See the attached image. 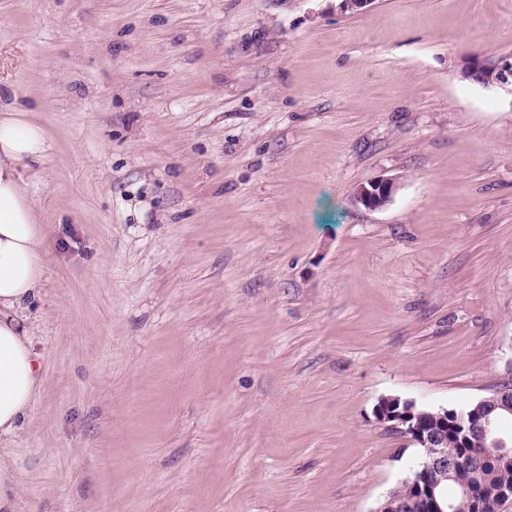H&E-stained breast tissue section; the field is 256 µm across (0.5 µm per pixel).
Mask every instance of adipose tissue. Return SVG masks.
<instances>
[{
    "instance_id": "1",
    "label": "adipose tissue",
    "mask_w": 512,
    "mask_h": 512,
    "mask_svg": "<svg viewBox=\"0 0 512 512\" xmlns=\"http://www.w3.org/2000/svg\"><path fill=\"white\" fill-rule=\"evenodd\" d=\"M43 127L21 112L0 114V436L19 430L42 383L41 365L21 318L43 279L51 230L22 187L15 161L45 151Z\"/></svg>"
}]
</instances>
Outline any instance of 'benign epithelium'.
<instances>
[{"instance_id": "1", "label": "benign epithelium", "mask_w": 512, "mask_h": 512, "mask_svg": "<svg viewBox=\"0 0 512 512\" xmlns=\"http://www.w3.org/2000/svg\"><path fill=\"white\" fill-rule=\"evenodd\" d=\"M467 76L487 88L512 95V53L501 56L492 65L473 63ZM394 193L393 180L381 178L360 186L355 200L368 209H380L392 201ZM497 409L512 415V365L490 394L478 401V406L472 409L462 406L441 415V427L434 431H425L415 424L409 410L376 404V420L407 438L416 447L424 449L426 455L425 460L402 480L412 488L413 497L395 502L393 512H455L454 504L441 496L442 487L448 484L451 474L463 464V456H448L446 427L450 422L464 434L473 431L480 433L483 447L470 448L468 454L489 457L500 466H512V438L501 430L503 415L495 413ZM462 494L478 508L490 507L493 512H499L503 502L512 500V488L503 487L488 498L478 482L464 486Z\"/></svg>"}]
</instances>
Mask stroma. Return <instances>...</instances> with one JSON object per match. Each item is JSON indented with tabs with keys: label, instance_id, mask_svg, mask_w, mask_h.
Masks as SVG:
<instances>
[{
	"label": "stroma",
	"instance_id": "obj_1",
	"mask_svg": "<svg viewBox=\"0 0 512 512\" xmlns=\"http://www.w3.org/2000/svg\"><path fill=\"white\" fill-rule=\"evenodd\" d=\"M512 0H0L50 226L16 512H374L373 414L512 361ZM390 178L385 208L354 200ZM467 76L484 87L501 90L512 97V53L501 56L492 65L474 62Z\"/></svg>",
	"mask_w": 512,
	"mask_h": 512
}]
</instances>
